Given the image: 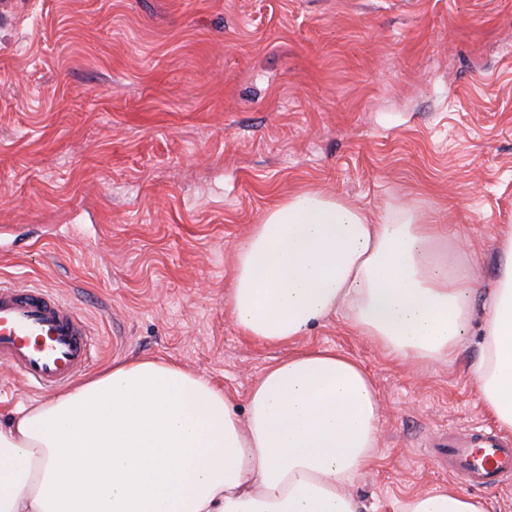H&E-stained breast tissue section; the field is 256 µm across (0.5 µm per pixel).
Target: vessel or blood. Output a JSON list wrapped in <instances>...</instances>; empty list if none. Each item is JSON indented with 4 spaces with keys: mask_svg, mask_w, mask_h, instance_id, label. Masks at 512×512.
<instances>
[{
    "mask_svg": "<svg viewBox=\"0 0 512 512\" xmlns=\"http://www.w3.org/2000/svg\"><path fill=\"white\" fill-rule=\"evenodd\" d=\"M94 344L84 316L47 288L0 282V363L36 391L69 383L91 366ZM440 457L473 487L512 476V442L478 429L440 440Z\"/></svg>",
    "mask_w": 512,
    "mask_h": 512,
    "instance_id": "b4317fda",
    "label": "vessel or blood"
}]
</instances>
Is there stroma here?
<instances>
[{"mask_svg":"<svg viewBox=\"0 0 512 512\" xmlns=\"http://www.w3.org/2000/svg\"><path fill=\"white\" fill-rule=\"evenodd\" d=\"M373 213L409 203L491 286L512 230V0H10L0 13V281L86 316L93 373L173 360L237 410L301 349L359 360L379 398L375 458L351 485L377 512L435 488L512 512L449 472L432 441L497 425L464 349L417 366L337 315L281 344L244 337L231 254L288 192ZM0 365V421L43 402Z\"/></svg>","mask_w":512,"mask_h":512,"instance_id":"stroma-1","label":"stroma"}]
</instances>
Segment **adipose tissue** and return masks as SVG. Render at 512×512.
Instances as JSON below:
<instances>
[{
  "label": "adipose tissue",
  "mask_w": 512,
  "mask_h": 512,
  "mask_svg": "<svg viewBox=\"0 0 512 512\" xmlns=\"http://www.w3.org/2000/svg\"><path fill=\"white\" fill-rule=\"evenodd\" d=\"M414 206L375 216L317 187L289 192L234 247L231 318L283 343L336 314L413 363L462 350L470 266ZM470 365L483 406L512 432V232L484 292ZM378 397L355 358L302 350L266 367L237 413L178 363L112 365L0 423V512H360L348 487L369 465ZM399 512H487L448 487Z\"/></svg>",
  "instance_id": "adipose-tissue-1"
}]
</instances>
